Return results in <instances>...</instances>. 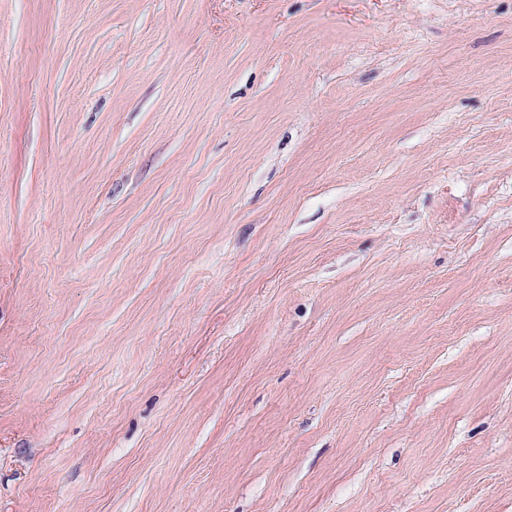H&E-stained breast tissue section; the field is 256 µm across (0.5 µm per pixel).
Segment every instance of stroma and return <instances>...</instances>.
Here are the masks:
<instances>
[{"instance_id": "35a3bbf8", "label": "stroma", "mask_w": 512, "mask_h": 512, "mask_svg": "<svg viewBox=\"0 0 512 512\" xmlns=\"http://www.w3.org/2000/svg\"><path fill=\"white\" fill-rule=\"evenodd\" d=\"M0 512H512V0H0Z\"/></svg>"}]
</instances>
